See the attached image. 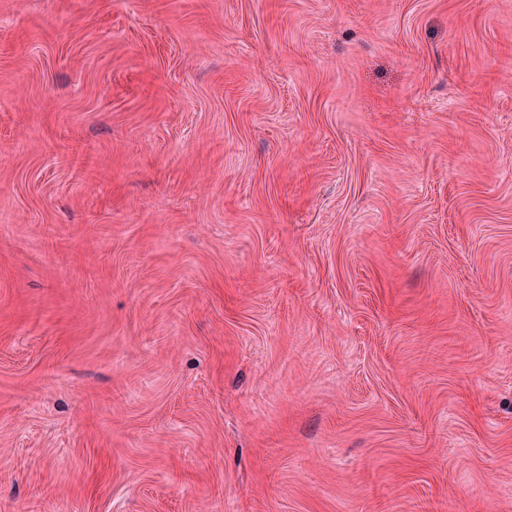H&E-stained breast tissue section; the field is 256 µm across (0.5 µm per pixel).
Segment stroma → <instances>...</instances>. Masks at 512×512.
<instances>
[{
    "instance_id": "35a3bbf8",
    "label": "stroma",
    "mask_w": 512,
    "mask_h": 512,
    "mask_svg": "<svg viewBox=\"0 0 512 512\" xmlns=\"http://www.w3.org/2000/svg\"><path fill=\"white\" fill-rule=\"evenodd\" d=\"M0 512H512V0H0Z\"/></svg>"
}]
</instances>
